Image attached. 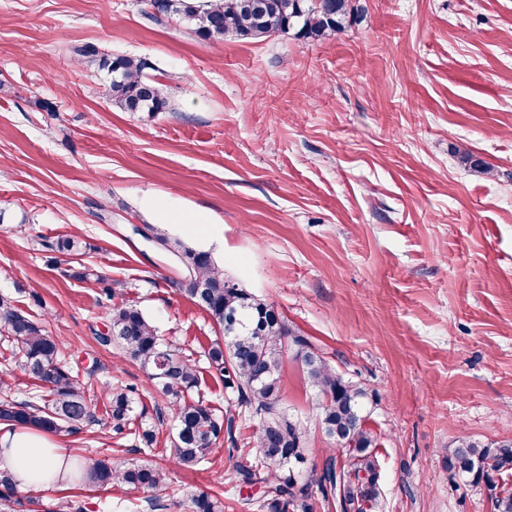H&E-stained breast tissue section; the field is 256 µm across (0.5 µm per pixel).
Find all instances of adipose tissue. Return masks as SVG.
I'll return each instance as SVG.
<instances>
[{"label": "adipose tissue", "mask_w": 512, "mask_h": 512, "mask_svg": "<svg viewBox=\"0 0 512 512\" xmlns=\"http://www.w3.org/2000/svg\"><path fill=\"white\" fill-rule=\"evenodd\" d=\"M0 466L24 490L68 484L75 470L66 449L49 434L27 428L0 431Z\"/></svg>", "instance_id": "obj_1"}]
</instances>
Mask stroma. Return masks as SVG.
Segmentation results:
<instances>
[{
    "label": "stroma",
    "mask_w": 512,
    "mask_h": 512,
    "mask_svg": "<svg viewBox=\"0 0 512 512\" xmlns=\"http://www.w3.org/2000/svg\"><path fill=\"white\" fill-rule=\"evenodd\" d=\"M360 4V22L321 41L213 45L152 21L143 0H0V295L66 344L93 393L135 390L125 431L100 404L61 447L156 465L169 481L162 492L46 488L45 512L65 500L83 512H185L198 491L224 512H264L261 488L227 469L233 444L252 461L253 420L236 416L233 441L179 468L174 424L157 417L167 398L139 361L98 340L112 307L137 304L196 365L213 407L237 402L208 360L209 316L135 234L148 225L210 252L368 388L372 512H493L447 456L464 437L512 439V0ZM82 44L146 58L168 111H121L106 71L77 63ZM467 152L492 174L465 165ZM73 233L80 255L54 251ZM13 350L0 331L9 395L39 400ZM281 383L283 409L305 429V468L321 469L333 442L294 358Z\"/></svg>",
    "instance_id": "35a3bbf8"
}]
</instances>
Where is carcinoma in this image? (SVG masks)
<instances>
[{"instance_id": "cac0c4a2", "label": "carcinoma", "mask_w": 512, "mask_h": 512, "mask_svg": "<svg viewBox=\"0 0 512 512\" xmlns=\"http://www.w3.org/2000/svg\"><path fill=\"white\" fill-rule=\"evenodd\" d=\"M358 0H146V15L155 22L174 19L195 36L217 44L232 34L253 41L279 34L321 40L343 32L359 14ZM79 59L96 61L111 75L108 93L125 112H163L168 99L159 83L148 78L147 61L141 57L102 53L86 44L73 47ZM161 248L181 255L189 279L175 281L178 291L189 296L220 328L224 340L208 351L210 364L219 372L224 389L237 394V404L258 419L254 438L258 447L249 465L228 455V467L244 484H265L262 507L267 512H311L307 503L310 486L339 512H370L378 495L377 437L365 413L369 393L358 383L344 379L319 354L309 339L292 330L269 304L224 277L212 255L172 238L158 227L149 228ZM82 242L70 234L55 243L57 252L76 256ZM205 286L197 296L196 285ZM0 327L17 348L19 370L48 386L43 404L0 399V424L22 426L66 438L95 421L91 385L79 378L64 356V343L52 335L13 301L0 297ZM101 344L115 345L122 357L141 362L149 377L158 381L163 394L173 398L171 414L177 423L174 462L186 469L203 463L221 434L231 445L234 418L222 416L201 394L187 400L185 393L200 387L198 371L189 360L163 347L156 328L135 304L111 310L109 327L98 336ZM310 387L317 395L319 424L336 441L343 459L329 458L321 472L294 475L291 464L306 461L304 428L280 409L281 369L288 348ZM112 430L120 433L130 424L135 408L133 389L104 386ZM449 469L484 485L494 512H512V489L500 485L497 475L512 471V440L482 444L463 440L448 455ZM83 481L108 489L123 484L160 491L167 484L164 469L131 464L112 466L105 457L89 458L81 471ZM14 482L0 471V512H41L40 499H15ZM224 505L208 492L189 499V512H223Z\"/></svg>"}]
</instances>
